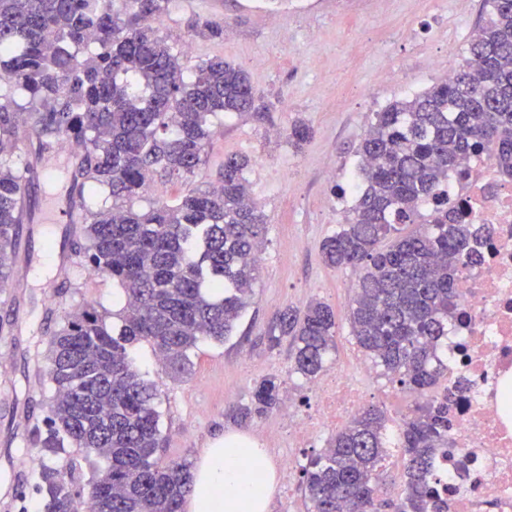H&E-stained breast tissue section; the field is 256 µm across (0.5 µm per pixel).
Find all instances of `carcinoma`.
<instances>
[{"label":"carcinoma","instance_id":"1","mask_svg":"<svg viewBox=\"0 0 512 512\" xmlns=\"http://www.w3.org/2000/svg\"><path fill=\"white\" fill-rule=\"evenodd\" d=\"M171 4L0 0V286L17 256L25 195L52 176L40 161L73 139L82 146L71 184L77 265L111 278L122 297L112 313L73 307L48 341V416L34 441L42 512H79L85 500L91 512H182L190 464L162 461L160 394L131 347L145 342L174 375L187 374L200 341L233 334L258 278L265 218L251 197L249 157L225 156L210 188L147 197L155 180L197 176L214 120L269 110L222 58L185 74L182 48L152 27ZM485 4L489 16L451 79L374 113L357 148L354 204L322 244L326 264L358 273L351 333L372 367L413 395L434 391L404 422V497L378 495L391 440L372 407L300 465L312 512H444L434 469L448 446L452 392L436 385L448 370L457 274L479 264L490 236L444 187L484 151L512 173V0ZM23 125L25 156L16 153ZM312 136L299 118L288 144L300 150ZM265 340L271 350L289 342L290 372L311 381L336 351L335 313L320 301L286 307ZM279 396L277 379L264 378L239 415H262Z\"/></svg>","mask_w":512,"mask_h":512}]
</instances>
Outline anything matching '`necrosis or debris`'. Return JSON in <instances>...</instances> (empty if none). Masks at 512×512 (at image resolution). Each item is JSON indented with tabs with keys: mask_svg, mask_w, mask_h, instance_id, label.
Here are the masks:
<instances>
[{
	"mask_svg": "<svg viewBox=\"0 0 512 512\" xmlns=\"http://www.w3.org/2000/svg\"><path fill=\"white\" fill-rule=\"evenodd\" d=\"M448 197L492 234L481 264L459 280V316L448 334V384L457 393L436 463L439 491L448 512H512V176L484 153L466 179L449 178ZM311 390L318 408L289 414V447L316 436L330 414L361 407L366 387L334 372Z\"/></svg>",
	"mask_w": 512,
	"mask_h": 512,
	"instance_id": "4bbe7bcc",
	"label": "necrosis or debris"
}]
</instances>
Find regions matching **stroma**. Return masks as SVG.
<instances>
[{
    "instance_id": "35a3bbf8",
    "label": "stroma",
    "mask_w": 512,
    "mask_h": 512,
    "mask_svg": "<svg viewBox=\"0 0 512 512\" xmlns=\"http://www.w3.org/2000/svg\"><path fill=\"white\" fill-rule=\"evenodd\" d=\"M222 2L216 10L211 0H173L156 30L168 41L190 45L185 67L221 57L242 68L271 106L265 118L234 116L215 127L207 162L195 179L199 185L213 182L226 155L251 158L252 194L266 216L255 293L234 336L221 344L199 343L189 374L173 376L146 345L138 347L136 363L161 393L166 459L193 464L213 439L239 435L257 440L272 466L285 455L301 464L337 428L325 426L305 446L289 448L282 416L291 408L311 411L315 400L308 383L288 372L289 345L268 349L265 331L284 307L301 310L311 301L324 302L336 314L331 370L365 366L348 320L357 274L328 266L321 253L350 208L339 190L356 178L355 150L374 112L433 85L443 70L462 63L471 32L485 18L483 0H300L278 5L273 18L262 0ZM206 20L224 23L223 36H198L196 27ZM259 56L265 63L257 67L253 60ZM385 67L390 78L377 80L376 72ZM299 118L314 135L298 151L286 132ZM64 193L59 182L49 191L41 185L30 190L28 200L41 221L27 227L31 247L22 262L28 281L22 288H0V362L9 368L0 375V403L11 409L0 414V512L39 510L32 481L37 452L27 440L44 428L47 416L31 360L58 326L46 317V307L62 313L88 301L109 310L120 302L111 278L80 267L70 269V288L60 293L57 270L44 256L50 245L72 241L64 225L52 221L53 205ZM271 376L281 383L278 406L246 421L235 418L254 385ZM370 383L368 404L383 410L391 431H398L412 396L379 374Z\"/></svg>"
}]
</instances>
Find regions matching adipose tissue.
Segmentation results:
<instances>
[{"label":"adipose tissue","instance_id":"adipose-tissue-1","mask_svg":"<svg viewBox=\"0 0 512 512\" xmlns=\"http://www.w3.org/2000/svg\"><path fill=\"white\" fill-rule=\"evenodd\" d=\"M193 479L186 512H268L276 485L262 449L239 436L217 438L204 448Z\"/></svg>","mask_w":512,"mask_h":512}]
</instances>
